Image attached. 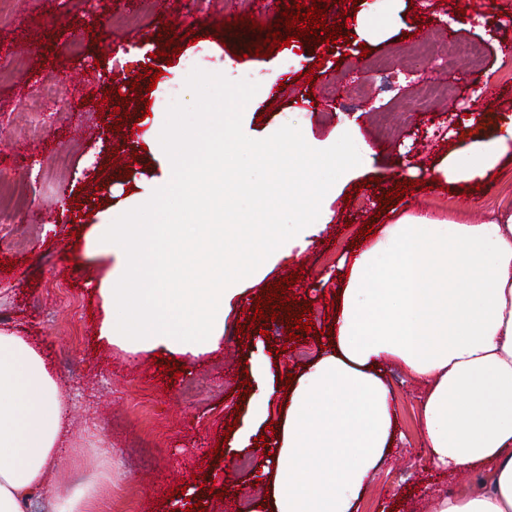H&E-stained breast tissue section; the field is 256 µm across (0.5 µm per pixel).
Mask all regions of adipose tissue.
Listing matches in <instances>:
<instances>
[{
	"label": "adipose tissue",
	"mask_w": 512,
	"mask_h": 512,
	"mask_svg": "<svg viewBox=\"0 0 512 512\" xmlns=\"http://www.w3.org/2000/svg\"><path fill=\"white\" fill-rule=\"evenodd\" d=\"M210 105L174 128L153 123L148 144L162 159L142 194L90 218L89 255L116 253L117 273L98 285L100 336L132 352L162 349L196 362L218 349L224 315L272 259L289 257L274 224L181 223L192 186L223 188V107L244 90L208 77ZM205 151H198V144ZM512 158V118L448 155L441 182L479 183ZM195 267L174 288L179 258ZM343 279L326 347L295 377L286 407L268 393L251 401L230 451L272 424L266 512H353L392 448L395 406L381 368L399 364L426 386L421 425L430 463L481 472L474 490L443 497L437 512H512V212L487 224L406 215L383 225L338 266ZM60 388L42 350L0 328V512H99L92 493L47 482L65 440Z\"/></svg>",
	"instance_id": "1"
}]
</instances>
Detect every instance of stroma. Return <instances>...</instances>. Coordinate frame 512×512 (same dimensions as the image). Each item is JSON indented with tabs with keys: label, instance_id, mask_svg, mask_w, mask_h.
<instances>
[{
	"label": "stroma",
	"instance_id": "35a3bbf8",
	"mask_svg": "<svg viewBox=\"0 0 512 512\" xmlns=\"http://www.w3.org/2000/svg\"><path fill=\"white\" fill-rule=\"evenodd\" d=\"M372 8L387 18L385 37L366 47L292 41L269 56L255 50L268 38L279 10H264L260 0H11L0 18V177L16 182L23 203L13 217V237L0 244V327L19 329L44 351L63 388L67 406V449L48 478L77 488L92 474L111 473L107 512H188L201 501L206 512H255L261 501L256 480L264 458L261 442L217 459L210 451L223 442L228 422L243 420L244 394L256 387L243 382L253 363H269L274 389L282 376L308 367L324 343L335 304L325 302L320 279L351 252L362 225L378 229L379 213L427 214L464 224H486L512 211V162L502 161L497 176L480 187L464 183L449 190L415 189L388 199L397 182L417 167L427 180L448 153L469 147L512 115V26L486 25L478 12H512V0H331L328 21L342 12ZM97 32H88L89 14ZM421 23H414V16ZM262 17L264 29L252 17ZM193 34L195 44L179 50L157 84L144 72L151 62H136L135 51L164 49L173 36ZM440 40L450 55L427 67L416 58L424 42ZM478 41L485 47L482 66L456 58L455 46ZM99 66H92V59ZM321 70H312L316 60ZM224 73L233 81L264 82L278 74L283 90L257 93L245 106L242 130L263 139L287 124L299 126L306 142L325 149L342 134L365 142L368 163L350 171L335 192L324 197L316 235L301 231L307 246L298 255L267 266L249 286L245 309L224 317L219 348L185 369L180 377L160 374L151 354H133L99 336L104 316L96 283L108 273V257L87 258L88 215L118 206L122 192L140 186L158 170L142 147L153 120L146 109L176 114L203 112L207 104L197 82L182 78L185 67ZM313 81H305V73ZM63 80L66 101L40 99L44 85ZM452 82L451 97L419 106L424 83ZM366 91L350 103L351 85ZM133 95L132 112L115 124L97 101ZM40 99L43 125L31 130L24 110ZM473 118L470 133L458 123ZM376 178L375 187L355 191L358 182ZM302 271L291 304L264 305L263 320L253 318L256 300L280 278ZM69 287L60 297L57 286ZM310 309V333L294 347L285 337L303 309ZM248 333H237V325ZM396 409L398 439L373 473L356 512H435L448 491L475 489L477 474L454 477L429 462L420 410L425 387L395 363L383 367ZM80 449L84 464L73 469L69 449ZM224 490L215 498L212 489Z\"/></svg>",
	"mask_w": 512,
	"mask_h": 512
}]
</instances>
